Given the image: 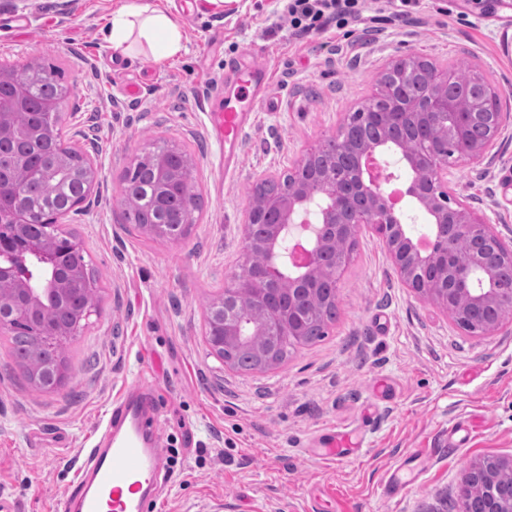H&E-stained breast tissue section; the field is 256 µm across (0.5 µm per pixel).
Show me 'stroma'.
Returning a JSON list of instances; mask_svg holds the SVG:
<instances>
[{
  "instance_id": "35a3bbf8",
  "label": "stroma",
  "mask_w": 512,
  "mask_h": 512,
  "mask_svg": "<svg viewBox=\"0 0 512 512\" xmlns=\"http://www.w3.org/2000/svg\"><path fill=\"white\" fill-rule=\"evenodd\" d=\"M158 6L187 38L177 58L125 56L101 30L122 5ZM285 0H0V64H51L68 91L66 143L97 179L63 227L82 243L98 304L68 346L62 384L28 383L0 343V493L17 512H66L65 491L113 404L148 393L167 477L150 512H461L457 484L486 455L512 454V320L493 336L457 326L399 282L371 231L340 276L327 335L265 371L208 350L205 314L242 261L250 192L291 171L375 93L388 64L413 54L467 63L512 113V0H419L408 22L352 39L300 40L276 21ZM468 24H460V14ZM252 59L273 76L269 101L224 167L209 112L224 64ZM166 140L186 151L202 207L187 234L159 238L123 221L121 177ZM449 190L512 237V126L477 166L454 165ZM464 423L462 444L449 431ZM360 451L321 457L325 439ZM401 489L385 494L389 479Z\"/></svg>"
}]
</instances>
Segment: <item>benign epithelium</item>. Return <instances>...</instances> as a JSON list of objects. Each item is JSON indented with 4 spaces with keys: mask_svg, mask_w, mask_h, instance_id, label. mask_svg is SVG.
Wrapping results in <instances>:
<instances>
[{
    "mask_svg": "<svg viewBox=\"0 0 512 512\" xmlns=\"http://www.w3.org/2000/svg\"><path fill=\"white\" fill-rule=\"evenodd\" d=\"M13 70L0 65V145H20L22 157L28 159L41 150L44 131L41 127L18 129L16 109L29 104L31 93L28 87L13 83ZM419 72L428 91L412 97L407 90ZM381 79L396 90L393 104L384 111L367 104L339 126L333 136L336 164L332 168L315 172L307 183L288 184L276 201L251 197L243 224L245 240L266 254L267 260L252 275L224 289L211 307L205 339L214 353L222 356L232 346L253 349L267 363L277 364L276 349L260 343L259 337L286 332L290 339L302 340L312 292L325 282L333 298H338L345 260L339 246L355 241L365 229L379 238L399 281L415 296L439 305L459 327L481 317L478 332L493 335L512 315V288L498 285L500 266H512V240H505L484 214L448 190V163L441 154L448 147V115H453L459 129H469L485 119L480 107L486 97L498 96L500 91L488 87L477 99L451 100L447 93L451 74L425 69L412 56L395 60ZM63 101L58 95L45 97L39 100V108L57 124ZM412 123L423 126L425 133L438 128L443 138L431 137L424 148L410 151L404 133ZM511 124V113H492L488 137L456 141L460 160L482 164L501 130ZM384 151L399 156L408 174L407 196L427 217L426 239L431 246L426 249L407 225L389 213L381 190L365 178L363 158ZM93 186L94 182H89L84 193L70 198L64 209L43 212L40 223L47 233L31 238L25 234L29 217L9 206L11 184L0 178V222L8 221L13 227L10 235H0V279L14 283L13 300L7 303L0 297L1 331L14 327L21 309L36 310L48 299L70 309L67 281L82 248L76 237L59 236L56 225L70 213L84 210ZM301 223L307 231L304 243L311 259L292 269V235ZM458 236L470 242L462 259L455 251ZM242 296L249 307L242 306ZM67 335L59 324L45 323L36 344L53 348ZM500 472L512 473L511 454L483 457L465 469L458 484L462 512H471L470 505L477 499L482 502V512H512V498L497 489Z\"/></svg>",
    "mask_w": 512,
    "mask_h": 512,
    "instance_id": "benign-epithelium-1",
    "label": "benign epithelium"
}]
</instances>
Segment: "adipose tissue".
<instances>
[{
  "instance_id": "ef3b65f1",
  "label": "adipose tissue",
  "mask_w": 512,
  "mask_h": 512,
  "mask_svg": "<svg viewBox=\"0 0 512 512\" xmlns=\"http://www.w3.org/2000/svg\"><path fill=\"white\" fill-rule=\"evenodd\" d=\"M139 35L148 43L155 59L178 55L183 49V32L172 16L150 6H121L114 10L104 36L113 49L128 53L131 35Z\"/></svg>"
}]
</instances>
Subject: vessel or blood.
I'll return each mask as SVG.
<instances>
[{
    "label": "vessel or blood",
    "instance_id": "b4317fda",
    "mask_svg": "<svg viewBox=\"0 0 512 512\" xmlns=\"http://www.w3.org/2000/svg\"><path fill=\"white\" fill-rule=\"evenodd\" d=\"M237 88L225 92L224 108L213 114L216 136L224 143V163L234 165L240 138L272 75L263 67L236 62L227 67ZM147 421L138 406L115 405L96 445L87 449L65 497L69 512H144L157 498L160 456L146 437Z\"/></svg>",
    "mask_w": 512,
    "mask_h": 512
}]
</instances>
